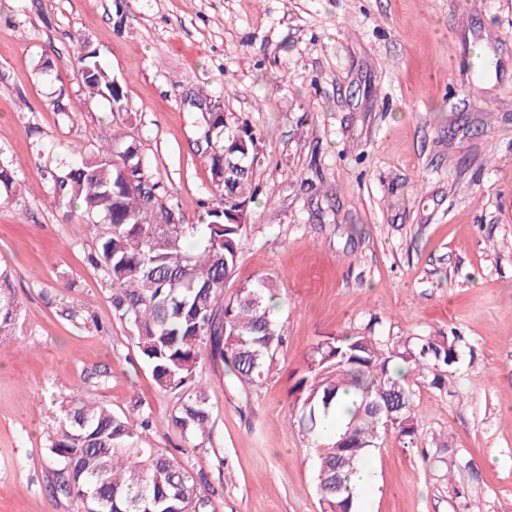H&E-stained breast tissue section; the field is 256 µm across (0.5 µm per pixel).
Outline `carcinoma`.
<instances>
[{
  "label": "carcinoma",
  "mask_w": 512,
  "mask_h": 512,
  "mask_svg": "<svg viewBox=\"0 0 512 512\" xmlns=\"http://www.w3.org/2000/svg\"><path fill=\"white\" fill-rule=\"evenodd\" d=\"M82 83L92 94L125 108L121 86L88 53L79 58ZM212 150L211 175L219 203L209 222L193 227L200 245L186 247L178 213L160 203L157 183L135 140L49 172L50 191L77 204L97 240L94 262L112 289V311L130 328L160 388L177 395L172 423L192 448L210 440L212 413L199 376L207 360L224 363L242 385L262 381L282 345L271 315L275 286L269 279L241 285L224 299L242 250L247 202L253 200L243 171L257 149L246 125L228 126L211 116L203 132ZM15 171L0 162V192L15 188ZM10 274L0 269V333L15 329ZM460 336H413L397 341L370 333L328 336L313 347L304 376L293 389L291 416L315 449L317 488L324 512H355L349 476L385 432L370 404L383 390L403 396L392 430L414 444L420 426L406 374L440 389L458 359ZM358 403L346 422L327 431L342 397ZM145 419L120 415L93 399L76 398L54 417L48 450L58 463L52 490L76 500L81 512H209L202 473L160 448L143 444Z\"/></svg>",
  "instance_id": "cac0c4a2"
}]
</instances>
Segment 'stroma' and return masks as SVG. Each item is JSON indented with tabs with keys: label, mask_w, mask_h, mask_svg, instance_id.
Masks as SVG:
<instances>
[{
	"label": "stroma",
	"mask_w": 512,
	"mask_h": 512,
	"mask_svg": "<svg viewBox=\"0 0 512 512\" xmlns=\"http://www.w3.org/2000/svg\"><path fill=\"white\" fill-rule=\"evenodd\" d=\"M126 94H89L84 46ZM482 57L485 68L475 72ZM75 105L58 111L56 91ZM257 137L244 246L224 290L273 280L284 343L264 381L201 371L206 447L171 423L80 208L52 198L49 146L136 140L159 198L207 223L202 103ZM0 268L15 335H0V512H75L52 492L61 403L148 416L145 445L203 472L215 512H323L291 391L327 336L456 330L447 385L412 381L421 426L366 459L358 512H512V0H0ZM79 305V318L65 314Z\"/></svg>",
	"instance_id": "35a3bbf8"
}]
</instances>
